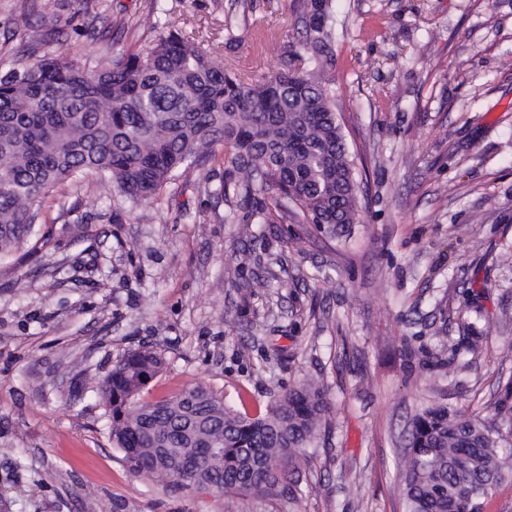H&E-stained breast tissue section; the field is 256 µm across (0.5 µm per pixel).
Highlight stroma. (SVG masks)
<instances>
[{
    "label": "stroma",
    "instance_id": "stroma-1",
    "mask_svg": "<svg viewBox=\"0 0 512 512\" xmlns=\"http://www.w3.org/2000/svg\"><path fill=\"white\" fill-rule=\"evenodd\" d=\"M0 0V57L63 50L94 63L92 27L154 38L183 26L241 74L297 52L302 0ZM330 54L358 168L359 221L228 224L216 154L131 203L95 174L51 195L41 244L0 262V512H402L413 417L443 404L498 422L512 376V0H333ZM232 50H225L227 36ZM489 341L475 350L464 338ZM160 352L159 397L201 384L233 410L323 378L331 410L289 491L219 495L133 475L95 386L125 352Z\"/></svg>",
    "mask_w": 512,
    "mask_h": 512
}]
</instances>
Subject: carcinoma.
<instances>
[{"instance_id":"carcinoma-1","label":"carcinoma","mask_w":512,"mask_h":512,"mask_svg":"<svg viewBox=\"0 0 512 512\" xmlns=\"http://www.w3.org/2000/svg\"><path fill=\"white\" fill-rule=\"evenodd\" d=\"M332 0H305V58L253 81L217 63L177 29L137 52L103 53L92 68L48 48L0 60V260L22 248L45 199L79 173L131 203L155 198L180 170L224 148V187L246 219L312 224L331 238L359 220L354 157L336 112L329 48ZM165 366L142 347L97 386L112 444L136 476L166 479L164 456L184 465L173 483L205 473L225 494L277 495L330 410L325 384L303 380L251 417L197 385L170 397L142 393ZM493 426L446 405L410 425L404 512H484L512 471V381Z\"/></svg>"}]
</instances>
